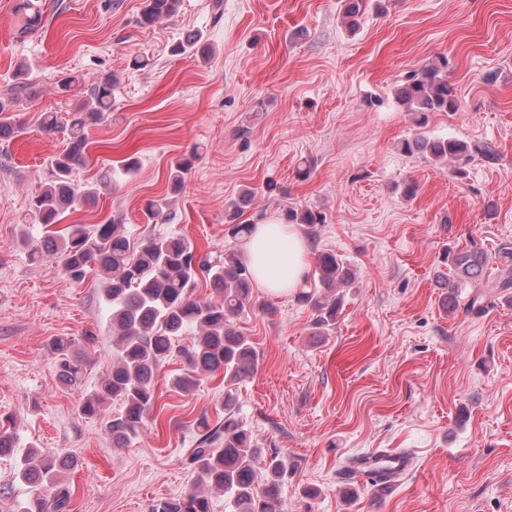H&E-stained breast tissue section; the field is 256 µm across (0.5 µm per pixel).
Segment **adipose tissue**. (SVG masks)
<instances>
[{
    "label": "adipose tissue",
    "mask_w": 512,
    "mask_h": 512,
    "mask_svg": "<svg viewBox=\"0 0 512 512\" xmlns=\"http://www.w3.org/2000/svg\"><path fill=\"white\" fill-rule=\"evenodd\" d=\"M308 254L307 242L294 225L270 219L255 224L244 257L257 288L278 295L293 290L303 280Z\"/></svg>",
    "instance_id": "adipose-tissue-1"
}]
</instances>
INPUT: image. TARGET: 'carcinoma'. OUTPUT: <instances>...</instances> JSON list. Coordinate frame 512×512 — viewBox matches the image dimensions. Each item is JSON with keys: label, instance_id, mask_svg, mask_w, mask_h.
<instances>
[{"label": "carcinoma", "instance_id": "obj_1", "mask_svg": "<svg viewBox=\"0 0 512 512\" xmlns=\"http://www.w3.org/2000/svg\"><path fill=\"white\" fill-rule=\"evenodd\" d=\"M182 0H144L139 24L150 27L162 18L176 15ZM370 0H341L342 17L351 31L360 26ZM24 13L21 32L37 28L41 16L20 3ZM203 34L192 32L177 42L173 51L193 53ZM118 81L112 76L93 79L86 95L79 99L67 121L65 148L48 161L49 178L31 200L29 219L40 224L46 236L43 244L30 251L34 262L56 265L72 280L81 282L98 267L101 294L110 311L112 327V368L101 383L79 405L80 413L98 419L112 447L128 448L140 436L145 418L156 402L154 375L159 367L181 358L183 372L172 386L184 393L192 391L206 377L223 375L224 419L210 425L207 417L197 421L198 437L188 450V465L196 475L187 492L154 500L149 512H211V495L229 498L231 512H282V489L290 464L277 450L266 451L238 419L236 385L257 368L260 355L253 343L233 325V320L251 308L253 276L238 251L202 253L184 236L143 237L136 246L122 231V219L102 224H71L54 231L67 212H74L97 194V188L74 182L73 171L85 163L89 131L104 122L112 111ZM396 98L406 111L416 116L419 128L426 126L434 112L458 111V99L448 80V57L437 56L396 90ZM16 98H0V140L8 141L26 133L15 115ZM408 154L420 153L431 160L467 164L480 158L495 164L500 156L491 143L432 137L420 131L401 143ZM192 168V159L181 158L170 167L172 190L179 191ZM256 203V193L242 191L228 206V233L243 239L251 225L237 221L243 211ZM147 222L171 220L169 200H151L145 207ZM287 224L315 227L325 222L321 212L310 208L282 210ZM498 265L491 278H484L488 253L476 242L448 252L450 276L444 287L450 289L448 305L458 303L461 288L512 289V246L497 252ZM318 285L306 286L298 301L316 313L314 324L326 328L336 322L341 298L334 291L350 284L353 272L330 252L316 260ZM212 290V298L195 295L197 276ZM189 344H181L190 331ZM74 340L56 337L48 344L56 358L60 382L78 388L85 363L73 352ZM111 400L121 401L124 411L115 418L104 407ZM19 447L14 427L0 425V456L12 455ZM263 467L256 468L257 463ZM74 467L67 456L43 453L36 448L21 455L17 477L32 488V496L19 512H70L72 492L66 472Z\"/></svg>", "mask_w": 512, "mask_h": 512}]
</instances>
